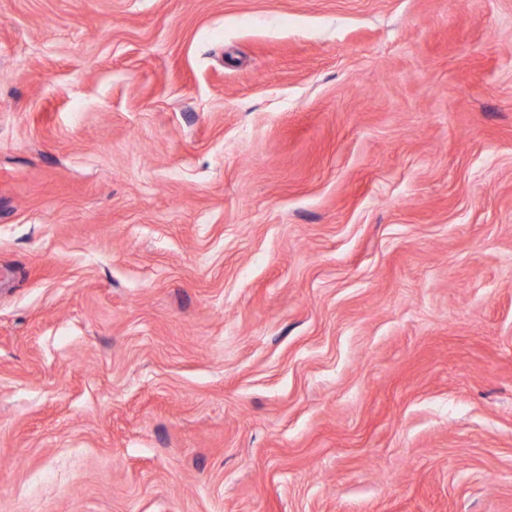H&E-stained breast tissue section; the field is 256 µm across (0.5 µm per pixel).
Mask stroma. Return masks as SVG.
<instances>
[{
    "instance_id": "35a3bbf8",
    "label": "stroma",
    "mask_w": 512,
    "mask_h": 512,
    "mask_svg": "<svg viewBox=\"0 0 512 512\" xmlns=\"http://www.w3.org/2000/svg\"><path fill=\"white\" fill-rule=\"evenodd\" d=\"M0 512H512V0H0Z\"/></svg>"
}]
</instances>
